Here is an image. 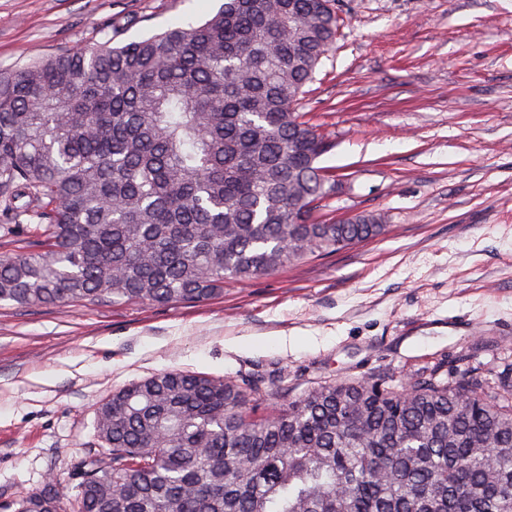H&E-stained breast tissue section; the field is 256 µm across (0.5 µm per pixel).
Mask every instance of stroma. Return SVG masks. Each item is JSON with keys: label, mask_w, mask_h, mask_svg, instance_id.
I'll list each match as a JSON object with an SVG mask.
<instances>
[{"label": "stroma", "mask_w": 512, "mask_h": 512, "mask_svg": "<svg viewBox=\"0 0 512 512\" xmlns=\"http://www.w3.org/2000/svg\"><path fill=\"white\" fill-rule=\"evenodd\" d=\"M222 0H0V71L197 25ZM335 48L300 110L331 142L316 212L377 239L191 303L0 305V512L99 449L98 406L171 369L297 395L512 363V0H336Z\"/></svg>", "instance_id": "stroma-1"}]
</instances>
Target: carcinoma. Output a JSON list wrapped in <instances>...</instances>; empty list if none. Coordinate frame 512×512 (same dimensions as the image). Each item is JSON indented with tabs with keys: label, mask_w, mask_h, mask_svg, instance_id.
<instances>
[{
	"label": "carcinoma",
	"mask_w": 512,
	"mask_h": 512,
	"mask_svg": "<svg viewBox=\"0 0 512 512\" xmlns=\"http://www.w3.org/2000/svg\"><path fill=\"white\" fill-rule=\"evenodd\" d=\"M335 0H224L204 23L0 72V303L166 305L383 234L319 224L330 144L303 120ZM404 384L332 381L280 403L258 379L172 370L96 414L104 451L13 512H512V382L466 358Z\"/></svg>",
	"instance_id": "carcinoma-1"
}]
</instances>
